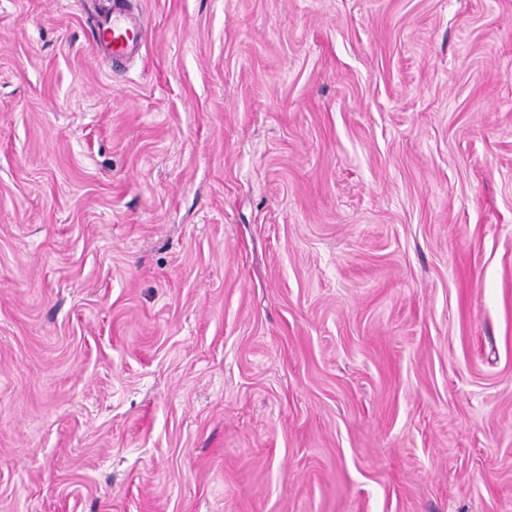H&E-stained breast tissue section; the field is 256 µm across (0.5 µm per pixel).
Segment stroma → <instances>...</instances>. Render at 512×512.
Masks as SVG:
<instances>
[{
  "instance_id": "35a3bbf8",
  "label": "stroma",
  "mask_w": 512,
  "mask_h": 512,
  "mask_svg": "<svg viewBox=\"0 0 512 512\" xmlns=\"http://www.w3.org/2000/svg\"><path fill=\"white\" fill-rule=\"evenodd\" d=\"M0 0V512H512V0ZM117 1L113 3L112 13L102 15L94 29L95 48L115 62L138 55L145 32L140 16L137 19L128 7L119 6Z\"/></svg>"
}]
</instances>
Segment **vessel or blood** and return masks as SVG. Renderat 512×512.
Here are the masks:
<instances>
[{
	"label": "vessel or blood",
	"mask_w": 512,
	"mask_h": 512,
	"mask_svg": "<svg viewBox=\"0 0 512 512\" xmlns=\"http://www.w3.org/2000/svg\"><path fill=\"white\" fill-rule=\"evenodd\" d=\"M145 27L128 8L113 6L110 13L100 17L94 30L96 48L113 61L127 60L139 54L144 43Z\"/></svg>",
	"instance_id": "obj_1"
}]
</instances>
